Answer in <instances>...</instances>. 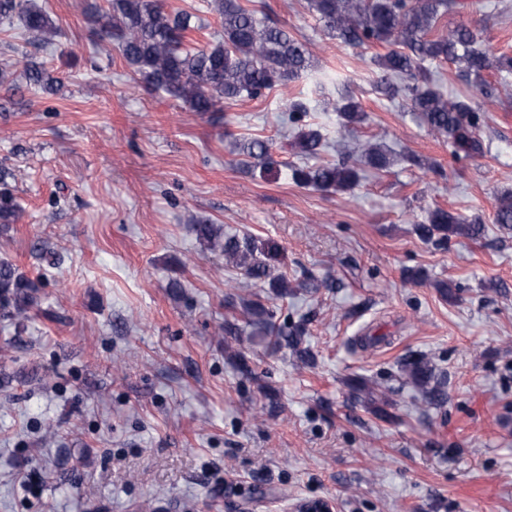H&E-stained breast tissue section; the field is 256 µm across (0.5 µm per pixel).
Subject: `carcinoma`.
Wrapping results in <instances>:
<instances>
[{"label": "carcinoma", "mask_w": 512, "mask_h": 512, "mask_svg": "<svg viewBox=\"0 0 512 512\" xmlns=\"http://www.w3.org/2000/svg\"><path fill=\"white\" fill-rule=\"evenodd\" d=\"M309 9L327 35L358 47L378 44L387 51L374 57L380 74L375 89L389 98L405 101L411 111L435 135L445 138L453 156L474 158L485 154L479 135L482 108L467 96H446L434 83L427 64L450 62L480 81L489 100L498 93L496 85L484 79V71L493 68L501 76L512 74V56H488L480 36L466 27H456L433 36L432 31L457 0H308ZM104 15L102 37L116 43L132 73L147 85L182 102L192 112H217L228 101L258 99L276 85L300 77L313 67L309 44L290 34L267 14L244 7L240 0H211L221 19L223 34L215 43L203 47L189 45L190 33L202 29L199 19L187 11L171 12L163 0H109ZM0 19L19 21L32 38L47 43L56 33L49 12L34 0H0ZM24 76L33 86L53 85L42 64L24 62ZM341 125L348 127L364 120L359 100L344 96L334 104ZM308 108L300 100L292 102L285 114L294 135L293 153L316 158L326 143L321 131L303 123ZM242 164L266 168L273 164L271 145L263 139L234 142ZM360 162L385 171L393 156L385 147L366 142L359 147ZM293 180L321 191H347L360 181V168L349 157L315 167H292ZM20 206L0 176V232L6 233L19 218ZM495 223L512 228V196L501 200ZM196 238L253 279H269L280 297L293 294L287 281L274 276L256 255L248 236H226L216 224L192 225ZM418 234L437 247L448 246L449 236L475 238L481 234L477 221L443 209L432 210L427 222L418 225ZM40 282L28 278L9 262L0 261V320L20 325L40 303ZM243 312L251 324L272 346L286 345L304 363L310 352L302 347L307 336L306 323L287 329L276 326L273 314L259 303H243ZM406 381L417 387L427 404L441 405L448 399L446 380L436 373L432 363L421 356H409L401 365Z\"/></svg>", "instance_id": "cac0c4a2"}]
</instances>
